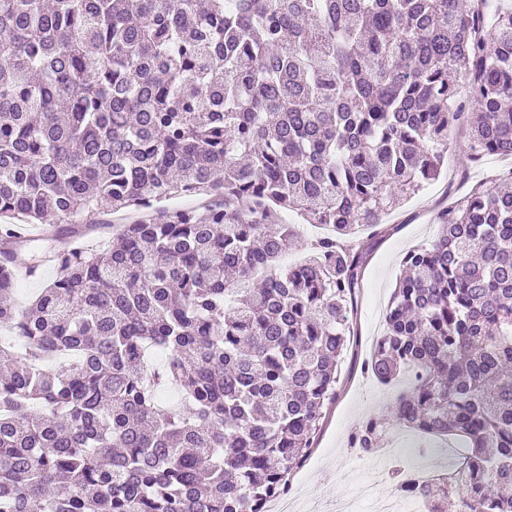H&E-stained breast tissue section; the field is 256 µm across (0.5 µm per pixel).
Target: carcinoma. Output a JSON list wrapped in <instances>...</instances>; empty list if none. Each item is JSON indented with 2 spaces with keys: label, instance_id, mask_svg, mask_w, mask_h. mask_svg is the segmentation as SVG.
<instances>
[{
  "label": "carcinoma",
  "instance_id": "carcinoma-1",
  "mask_svg": "<svg viewBox=\"0 0 512 512\" xmlns=\"http://www.w3.org/2000/svg\"><path fill=\"white\" fill-rule=\"evenodd\" d=\"M456 126L512 158V0H0V243L50 215L60 240L24 305L0 257V512H264L336 396L367 259L345 238L439 178ZM101 208L143 217L72 245ZM277 210L331 234L284 266ZM437 221L367 364L408 385L350 446L463 437L396 486L512 512V188Z\"/></svg>",
  "mask_w": 512,
  "mask_h": 512
}]
</instances>
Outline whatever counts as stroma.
I'll list each match as a JSON object with an SVG mask.
<instances>
[{
    "label": "stroma",
    "mask_w": 512,
    "mask_h": 512,
    "mask_svg": "<svg viewBox=\"0 0 512 512\" xmlns=\"http://www.w3.org/2000/svg\"><path fill=\"white\" fill-rule=\"evenodd\" d=\"M453 148L440 178L419 193L404 198L385 218L383 236L369 256L356 290L351 317L355 329L340 365V390L306 462L288 477L291 490L309 501L328 505L347 494L359 493L364 481L381 473L377 495H393L394 469L423 462L419 437L390 444L368 455L350 447L351 434L372 414L385 415L403 388L402 382L378 381L366 368L376 340L384 332V315L391 292L401 275L406 252L431 242L439 232L436 216L456 198L476 186L491 189L497 178L512 172V159L493 156L471 163L465 132L450 133Z\"/></svg>",
    "instance_id": "stroma-1"
}]
</instances>
